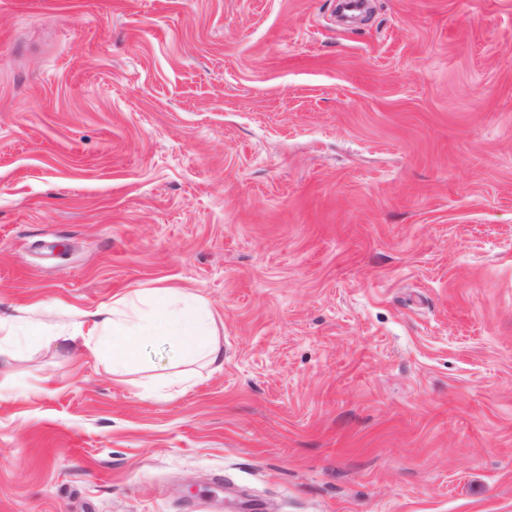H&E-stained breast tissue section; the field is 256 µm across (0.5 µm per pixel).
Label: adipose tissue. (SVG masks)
I'll return each instance as SVG.
<instances>
[{
    "instance_id": "1",
    "label": "adipose tissue",
    "mask_w": 512,
    "mask_h": 512,
    "mask_svg": "<svg viewBox=\"0 0 512 512\" xmlns=\"http://www.w3.org/2000/svg\"><path fill=\"white\" fill-rule=\"evenodd\" d=\"M165 337L180 343L184 359L209 372L222 370L224 349L208 302L172 286L143 288L113 299L105 310L75 313L53 338L109 358L124 375L141 368L142 346Z\"/></svg>"
}]
</instances>
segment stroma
Masks as SVG:
<instances>
[{"instance_id": "obj_1", "label": "stroma", "mask_w": 512, "mask_h": 512, "mask_svg": "<svg viewBox=\"0 0 512 512\" xmlns=\"http://www.w3.org/2000/svg\"><path fill=\"white\" fill-rule=\"evenodd\" d=\"M206 299L224 367L0 356V512H512V0H0V319Z\"/></svg>"}]
</instances>
